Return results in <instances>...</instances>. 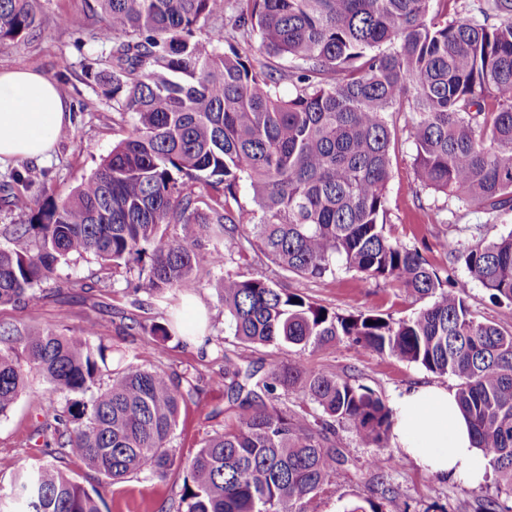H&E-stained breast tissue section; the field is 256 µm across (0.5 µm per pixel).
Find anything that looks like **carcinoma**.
<instances>
[{"instance_id":"obj_1","label":"carcinoma","mask_w":512,"mask_h":512,"mask_svg":"<svg viewBox=\"0 0 512 512\" xmlns=\"http://www.w3.org/2000/svg\"><path fill=\"white\" fill-rule=\"evenodd\" d=\"M95 38L109 45L90 77L129 125L63 200L45 197L0 247V306L34 298L70 256L133 266L158 297L198 286L244 244L281 270L320 279L342 265L430 302L408 319L339 314L264 275L226 271L224 317L243 344L285 362L266 374L224 354L232 428L202 440L185 464L172 436L187 393L163 370L82 336L0 328V417L31 373L65 405L37 428L44 445L108 485L130 476L184 477L176 512H309L342 461L328 435L346 424L386 447L394 411L348 376L311 368L297 351L347 340L458 381L456 397L499 481L512 488V332L477 319L468 282L444 284L415 248L385 232L393 116H410L423 189L488 214L512 211V0H94ZM37 27L34 0H0V45ZM258 39L254 56L237 37ZM291 59L286 69L270 59ZM288 82L291 91L281 92ZM44 179L14 172L15 203ZM256 208L240 204L242 186ZM171 224L182 233L167 234ZM447 254L490 296L512 305V231ZM374 324L369 325L367 321ZM108 381H103V375ZM317 406L290 410L278 388ZM268 398L261 408L255 402ZM52 464L20 472L0 512H101Z\"/></svg>"}]
</instances>
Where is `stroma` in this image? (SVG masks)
<instances>
[{"label":"stroma","mask_w":512,"mask_h":512,"mask_svg":"<svg viewBox=\"0 0 512 512\" xmlns=\"http://www.w3.org/2000/svg\"><path fill=\"white\" fill-rule=\"evenodd\" d=\"M36 11L41 18L39 28L27 38L0 45V69L22 65L55 81L70 104L71 122L61 130L53 152L41 164L47 176L29 191L32 201L47 196L67 197L127 133L126 126L116 123L111 103L98 96L96 85L83 68L87 60L107 50L105 44L90 36L100 24L99 14L89 11L88 0H37ZM70 13L86 15L85 32L77 33L60 24V16ZM394 121L398 147L387 188L388 233L417 248L431 267L447 274L449 281L468 282V302L480 320L512 331V306L493 300L481 283L470 279L464 263L453 261L442 249L447 236L467 245L512 229V211L493 217L453 202L449 205L448 223H437L434 198L421 192L416 177L407 118L400 114ZM228 270L245 278L264 274L289 291L341 314L377 313L398 321L413 316L425 305L424 300L406 289L364 279L353 270L340 267L322 279H307L282 272L250 250L235 255L227 270L197 271L199 287L193 294L168 290L162 297L146 298L139 309L132 304L134 295L125 272L114 271L94 256L84 255L61 262L53 278L36 289V302L0 307V324L22 331L52 329L69 336L82 335L93 325L114 355L190 381L193 391L181 406L172 438L178 456L187 459L196 452L203 437L223 431L233 419L219 385L224 377L225 355L241 356L265 372L284 358L276 348L246 346L233 335L217 291ZM199 313L203 314L205 325L202 340L197 343L187 330ZM133 320L140 323L139 331L129 330ZM172 321L178 326L175 336L164 341L152 335L153 326ZM301 356L312 368L352 376L357 384L389 403L420 384L451 390L457 385L453 376H441L387 355L359 354L345 341L306 347ZM61 401L59 394L33 375L14 410L0 418V492L10 493L21 468L51 461L85 488L98 486L99 474L77 459L57 457L54 449L44 447L33 434L46 412ZM336 444L346 463L336 482L315 502V512H346L354 504L374 506L377 512H475L478 502L486 498L497 500L502 512H512V490L500 485L495 473H488L477 486L442 481L404 458L401 449L392 443L386 451L398 458V466L374 469L368 465L374 448L363 446L342 425L336 428ZM182 479L179 472L163 479L130 477L106 488L103 512H165Z\"/></svg>","instance_id":"stroma-1"}]
</instances>
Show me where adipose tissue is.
<instances>
[{
	"label": "adipose tissue",
	"mask_w": 512,
	"mask_h": 512,
	"mask_svg": "<svg viewBox=\"0 0 512 512\" xmlns=\"http://www.w3.org/2000/svg\"><path fill=\"white\" fill-rule=\"evenodd\" d=\"M70 122L58 86L25 67L0 69V162L41 161ZM393 440L418 467L440 479L476 485L487 461L475 447L455 391L417 386L394 405Z\"/></svg>",
	"instance_id": "ef3b65f1"
}]
</instances>
